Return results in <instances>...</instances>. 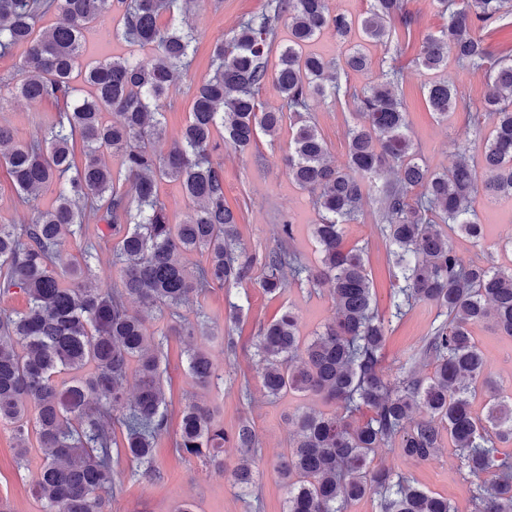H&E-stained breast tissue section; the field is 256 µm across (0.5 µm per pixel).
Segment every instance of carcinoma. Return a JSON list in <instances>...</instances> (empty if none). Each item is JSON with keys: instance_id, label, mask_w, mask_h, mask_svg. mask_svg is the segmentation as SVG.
I'll return each mask as SVG.
<instances>
[{"instance_id": "1", "label": "carcinoma", "mask_w": 512, "mask_h": 512, "mask_svg": "<svg viewBox=\"0 0 512 512\" xmlns=\"http://www.w3.org/2000/svg\"><path fill=\"white\" fill-rule=\"evenodd\" d=\"M435 3L447 23L424 37L417 62L440 70L451 58L484 71L486 91L481 105L469 109L470 127L477 134L490 127L479 156L469 155L463 142L442 172L429 171L412 152L406 111L395 93L403 67L380 70L359 91L341 80L351 71H371L365 44H391L393 23L412 34L419 20L408 0H370L358 19L330 13L328 0H268L263 12L242 19L215 43L188 121L164 153L157 149L166 136L162 109L195 51L194 30L179 20L190 0H0V57L25 48L16 71L0 77V88L58 106L56 118L29 142L0 124V166L19 201L54 194L27 223L0 224V296L18 291L27 301L22 312L0 314V423L13 426L19 459L33 447L41 451L36 494L47 512H110L114 448L145 473L153 471L156 440L168 428L160 353L146 317L129 311L126 299L150 311L176 309L215 285L248 277L254 258L239 249L238 215L224 204V170L211 153L218 138L243 153L258 134L276 135L286 111L296 127L288 174L314 198L319 223L312 236L321 260L310 268L280 246L263 257L261 287L274 294L287 276L328 284L336 316L309 340L290 308L262 328L261 385L272 398L294 391L337 407L288 419L293 446L278 470L288 488L286 512H346L367 494L379 512H457L411 477L371 466L378 448H397L416 463L431 461L444 431L472 478V512H512V452L501 449L512 443V393H501L487 374L472 335L474 326L490 321L512 337V266L464 260L440 228L478 240V196L512 198V55L494 54L481 36L512 14V0ZM51 14L62 21L41 26ZM163 14L169 22L162 26ZM284 15L290 37L274 83L286 111H267L257 95L269 79L276 24ZM112 20L116 36L151 53L149 61L113 56L84 62L86 33ZM326 31L345 47L337 64L305 51ZM328 98L352 99L364 119L349 129L340 165L327 161V143L309 117ZM426 103L447 118L457 106L453 81L430 83ZM110 112L118 119L107 120ZM114 152L122 158L117 172L105 161ZM164 179L177 182L189 202L177 224L158 197ZM372 193L394 268L389 317L376 308L363 249L343 243L344 225L358 220ZM99 223L112 226L117 237L112 266L119 268L118 288L92 273L99 256L90 241L81 260L58 264L66 238L83 237L87 225ZM194 251L206 254V264L191 271L182 256ZM415 302L436 306L446 319L392 375L383 365L392 319ZM195 332L184 319L162 335L191 338ZM421 364L431 367L429 374H418ZM217 369L207 351L188 354L195 383H209ZM63 373L70 378L60 384ZM479 394L488 398L482 417L471 409ZM416 411L422 413L417 420ZM230 441L241 453L233 480L246 491L255 485L257 440L250 422L241 421L230 436L208 404L183 409L177 454L203 457L222 470Z\"/></svg>"}]
</instances>
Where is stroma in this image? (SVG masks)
Returning a JSON list of instances; mask_svg holds the SVG:
<instances>
[{
  "instance_id": "stroma-1",
  "label": "stroma",
  "mask_w": 512,
  "mask_h": 512,
  "mask_svg": "<svg viewBox=\"0 0 512 512\" xmlns=\"http://www.w3.org/2000/svg\"><path fill=\"white\" fill-rule=\"evenodd\" d=\"M263 5L264 0H192L186 20L197 32L195 60L163 109L168 140H176L181 134L194 87L209 70L216 41L228 35L242 16L260 12ZM408 7L420 19L410 42L400 43L394 57L379 44L368 45L367 52L374 66L392 60L404 67L406 78L397 93L406 107L408 136L416 158L429 171H442L451 165L461 141H468L471 155H478L482 149V138L467 134V108L482 100L487 79L484 72L449 66L460 104L447 120L438 119L425 100V87L433 74L417 67L414 59L423 36L438 32L444 21L434 0H410ZM55 115L54 103L15 100L0 110V123H9L19 140L28 141ZM313 118L328 145L330 159L344 162L347 133L357 121L354 106L326 100L316 106ZM290 137L291 127L286 124L275 136L259 135L248 151L225 148L215 160L224 169L225 201L240 217L241 248L257 259L264 257L280 245L282 226L289 222L295 226L293 249L303 263L313 268L318 266L320 255L311 228L318 223L319 214L311 195L292 182L283 163ZM376 207L374 197H367L363 216L346 225L344 241L346 246L365 248L376 303L387 315L391 312L393 278L387 262L389 246L374 222ZM477 213L484 226L483 240L477 243L465 235L453 234L450 242L454 250L466 260L478 259L497 266L512 264V199L479 197ZM263 273L257 263L241 284L217 286L176 310L151 314L147 327L155 333L181 317L202 322L203 328L190 339L162 336L163 380L170 405L168 430L155 447L156 473L145 475L143 468L125 456H113V478L121 489L112 499V512H176L186 501L193 504L194 512H284L288 490L276 466L292 444L288 419L306 409L325 410L326 405L312 395L287 394L277 399L265 395L257 354L259 330L290 307L299 317L301 334L313 335L332 320L334 301L329 286L292 280L279 294H266L260 286ZM234 304L239 307L235 313L230 310ZM438 322L436 307L424 302L414 304L393 324L386 345V368L396 370ZM473 336L485 353L488 371L503 387H512V340L497 336L489 322L474 326ZM194 347L208 351L218 364L217 378L204 388L196 386L187 371V354ZM196 399L216 408L225 432H233L241 420L251 422L258 453L254 459L257 480L250 493H242L233 482L232 472L240 458L234 443L224 446V469L220 472L203 459H185L175 453L181 412ZM41 459V452L35 450L27 461H19L11 429L0 426V504L7 505L10 512H44L35 495ZM372 463L411 475L422 488L455 503L458 512H471L469 484L451 448H442L434 460L422 464L407 461L398 450L382 449L374 454Z\"/></svg>"
}]
</instances>
